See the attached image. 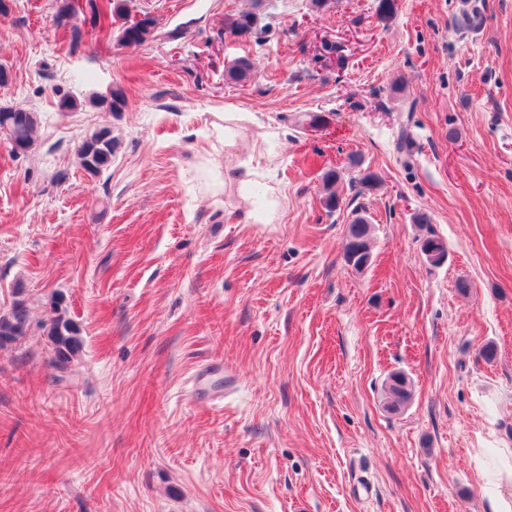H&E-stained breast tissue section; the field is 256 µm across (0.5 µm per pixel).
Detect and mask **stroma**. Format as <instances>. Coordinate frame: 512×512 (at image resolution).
Instances as JSON below:
<instances>
[{"label":"stroma","mask_w":512,"mask_h":512,"mask_svg":"<svg viewBox=\"0 0 512 512\" xmlns=\"http://www.w3.org/2000/svg\"><path fill=\"white\" fill-rule=\"evenodd\" d=\"M8 3L0 105L39 127L27 153L0 141V314L30 319L0 348V512H488L478 451L512 448V0H262L243 37L224 19L251 0H133L140 45ZM115 87L124 111L88 105ZM224 112L245 115L230 157ZM104 124L119 147L90 176L75 152ZM249 159L253 185L209 189ZM272 187L283 217L242 223ZM59 298L83 337L66 373L41 327ZM215 364L235 384L206 402ZM144 18L139 21H132L122 29L120 41L123 44H142L148 41L155 32V19L149 14H143ZM371 224L365 217H356L347 228L346 248H345V261L350 266L353 258L356 257L352 267L357 272H362L371 264ZM361 264V267L359 266ZM411 398V389L405 375L392 374L388 380L387 397L384 409L387 413L399 414Z\"/></svg>","instance_id":"stroma-1"}]
</instances>
